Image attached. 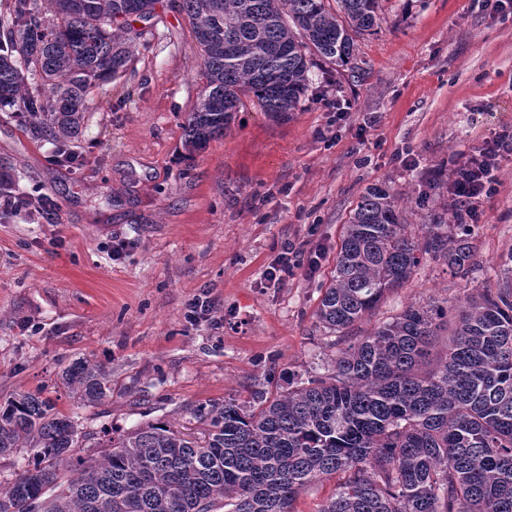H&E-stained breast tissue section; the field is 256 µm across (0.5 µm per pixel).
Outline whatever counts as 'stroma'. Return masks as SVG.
Masks as SVG:
<instances>
[{
    "label": "stroma",
    "instance_id": "35a3bbf8",
    "mask_svg": "<svg viewBox=\"0 0 512 512\" xmlns=\"http://www.w3.org/2000/svg\"><path fill=\"white\" fill-rule=\"evenodd\" d=\"M157 12L123 76L89 96L76 165L56 163L52 143L0 110V161L17 192L37 186L52 202L45 219L0 207V401L38 392L78 416L84 458L113 432L185 425L199 404L247 400L265 374L284 387L327 373L340 349L409 303L498 288L512 252L511 159L482 202L467 277L430 260L347 334L316 317L366 187L429 194L401 213L418 232L447 202L434 171L512 131V13L482 0H382L348 66L314 60L290 118L246 107L187 159L182 124L202 90L201 51L171 0ZM116 239L126 243L117 259ZM286 246L319 254L316 274L269 282ZM197 296L211 312L191 324ZM80 358L111 376L101 404L80 405L62 383Z\"/></svg>",
    "mask_w": 512,
    "mask_h": 512
}]
</instances>
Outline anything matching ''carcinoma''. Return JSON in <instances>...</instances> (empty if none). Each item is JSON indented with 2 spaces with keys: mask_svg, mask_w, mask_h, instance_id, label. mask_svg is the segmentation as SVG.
<instances>
[{
  "mask_svg": "<svg viewBox=\"0 0 512 512\" xmlns=\"http://www.w3.org/2000/svg\"><path fill=\"white\" fill-rule=\"evenodd\" d=\"M12 0L0 25V106L59 145L78 137L87 97L127 69L135 23L161 0ZM173 0L202 51L204 85L183 123L187 156L251 105L276 119L296 111L319 57L338 67L378 24L380 0ZM0 194L49 208L38 188L17 194L0 164ZM401 198L381 186L345 225L317 317L332 332L362 321L426 258L471 271L468 224L438 220L420 234L400 221ZM497 291L455 307L403 311L341 349L334 370L198 405L196 437L164 422L109 438L98 459L72 461L79 424L37 394L0 404V456L26 448L32 467L0 486V512H294L310 484L336 475L317 512H512V254ZM88 406L112 390L88 358L64 371Z\"/></svg>",
  "mask_w": 512,
  "mask_h": 512,
  "instance_id": "carcinoma-1",
  "label": "carcinoma"
}]
</instances>
